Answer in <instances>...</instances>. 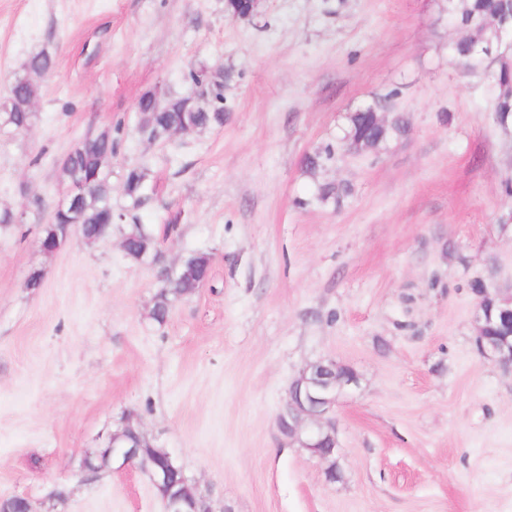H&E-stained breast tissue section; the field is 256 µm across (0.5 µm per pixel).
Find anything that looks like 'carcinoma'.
<instances>
[{
  "instance_id": "obj_1",
  "label": "carcinoma",
  "mask_w": 512,
  "mask_h": 512,
  "mask_svg": "<svg viewBox=\"0 0 512 512\" xmlns=\"http://www.w3.org/2000/svg\"><path fill=\"white\" fill-rule=\"evenodd\" d=\"M448 23L464 32L449 44L454 58L463 63L466 70L488 75L496 88L492 104L494 122L501 128L512 126V46L500 39L504 31L512 29V0H448ZM54 57L42 49L28 57L23 64V74L11 84L9 95L0 103V127L20 134L28 131L35 119L33 105L39 95L43 78L54 68ZM153 96L140 99V133L150 140H162L171 131L180 129L186 133H198L224 125V98L214 95L207 104L192 102L188 94L170 96V106L156 112L152 107ZM379 104L366 105L350 113L344 145L368 143L372 146L385 140L390 134L404 132L397 122L392 126L377 121L375 112ZM116 154V141L112 130L102 129L86 134L61 160L60 182L68 192L78 195L74 205L63 210H53L52 223L45 225L41 241L64 246V226L75 228L88 244H96L112 235V224L123 219L124 214L114 213L112 207V182L106 169L105 158ZM148 168L143 165L127 167L123 175V192L132 206L139 207L148 199ZM89 182V188L82 187ZM125 225L122 231L128 253L126 257L140 262L158 256L157 237L144 224ZM193 269L189 277H175L168 281L154 296L149 317L163 324L175 304L192 296L206 280L211 268L207 253H195L186 258ZM503 304L491 300L484 304V335L494 340L506 335L499 312Z\"/></svg>"
}]
</instances>
